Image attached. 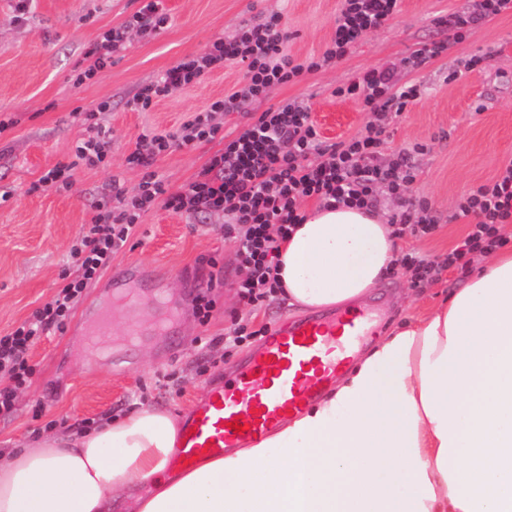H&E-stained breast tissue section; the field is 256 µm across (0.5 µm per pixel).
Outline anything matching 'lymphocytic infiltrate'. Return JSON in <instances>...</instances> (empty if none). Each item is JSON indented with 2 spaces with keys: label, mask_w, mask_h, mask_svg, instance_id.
Here are the masks:
<instances>
[{
  "label": "lymphocytic infiltrate",
  "mask_w": 512,
  "mask_h": 512,
  "mask_svg": "<svg viewBox=\"0 0 512 512\" xmlns=\"http://www.w3.org/2000/svg\"><path fill=\"white\" fill-rule=\"evenodd\" d=\"M398 2L342 0L334 38L319 59L299 62L290 56L285 50L288 35L280 16L273 14L263 23L241 29L234 39L214 40L204 52L182 59L141 88L134 105L145 111L155 100L202 82L226 64L241 63L246 67L247 79L242 86L195 113L175 133L149 131L140 135L125 158L127 165L145 171L136 192L128 195L116 191L117 206L105 202L95 206L70 250L73 271L63 286L28 320L0 334V372L8 375L7 382L0 383V418H9L16 412L19 392L32 381L31 350L41 337L63 329L86 289L110 267L113 255L127 244L143 215L156 206L190 216L203 212L227 216L224 237L234 243L241 270L235 286L246 304L257 306L281 289L276 273L280 247L293 225L302 223L304 200L313 199L326 207H371L376 203L377 187L384 184L401 201L417 177L414 152L400 150L388 166L377 165V156L385 144L383 119L401 114L420 97L421 89L414 81H399L390 68L364 70L336 90L337 95L360 101L372 116L357 136L325 143L308 106L286 102L259 113L179 191H168L152 170L156 159L173 147L213 139L218 132L213 113L228 112L243 102L264 98L271 89L303 72L344 58L357 39L394 18ZM509 10L512 11V0H479L475 10L439 17L437 23L448 29V38L418 49L411 67L441 56L462 42L466 32ZM167 22L162 0H145L139 10L104 31L86 51V65L76 76V83L92 79L110 64L113 52L131 32L157 31ZM107 109L103 102L85 111L89 134L75 143L76 163L92 167L103 163L110 154L112 138L101 123V115ZM454 216L468 220V232L443 260L414 253L398 255L395 270L407 274L415 287L430 284L446 269L467 271L474 256L487 255L507 245L501 228L512 223V162L494 181L465 191L455 204Z\"/></svg>",
  "instance_id": "obj_1"
}]
</instances>
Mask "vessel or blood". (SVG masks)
<instances>
[{
	"label": "vessel or blood",
	"mask_w": 512,
	"mask_h": 512,
	"mask_svg": "<svg viewBox=\"0 0 512 512\" xmlns=\"http://www.w3.org/2000/svg\"><path fill=\"white\" fill-rule=\"evenodd\" d=\"M375 310L351 308L286 322L265 337L184 414L169 470L244 448L322 398L374 336Z\"/></svg>",
	"instance_id": "vessel-or-blood-1"
}]
</instances>
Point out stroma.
I'll return each mask as SVG.
<instances>
[{
    "mask_svg": "<svg viewBox=\"0 0 512 512\" xmlns=\"http://www.w3.org/2000/svg\"><path fill=\"white\" fill-rule=\"evenodd\" d=\"M140 0H35L28 19L15 20L10 0H0V114L16 120L0 135V333L28 319L56 292L68 255L94 206L112 186L133 193L144 171L124 158L145 130L172 133L195 112L244 83L246 69L231 64L201 83L158 100L150 111L132 105L139 89L183 58L201 53L216 38L233 39L245 27L280 14L288 33L286 49L295 59L320 56L331 42L340 0H164V29L132 33L113 53L112 64L93 79L74 86L72 77L85 52L103 31L121 24ZM472 0H400L391 23L357 40L342 60L306 73L300 81L275 87L255 102L217 115L214 139L176 147L153 165L168 191L191 182L199 169L252 117L285 101L307 105L327 142L357 135L369 115L355 100L335 95L359 72L390 67L401 81L415 80L424 92L386 127L379 164L393 153L424 145L416 155L418 175L406 196L424 201L436 231L400 238L401 252L445 256L466 234L453 219L455 203L468 189L491 181L512 160V13L475 27L448 53L409 69L405 61L424 44L442 39L439 16L472 7ZM482 67L464 70L471 56ZM108 103L102 124L112 134V156L99 166L78 167L70 191L29 193L31 183L68 161L76 140L85 135L82 110ZM218 214L185 216L155 209L137 225L112 265L87 289L63 331L43 337L32 349L35 374L20 392L17 411L0 419V451L35 443L72 428L97 425L142 405L183 414L207 384L222 377L259 346L261 327H275L304 313L285 298L254 308L240 301L232 281L236 248L221 231ZM135 266L180 312L174 334L155 333L128 345L129 323L145 320V307L126 309L113 321L110 338L90 341L82 314L107 303L114 275ZM462 276L444 271L423 288L404 275H391L360 302L379 309L380 333L404 317L426 315L459 287ZM216 298L208 322H200L193 298L199 289ZM255 330L248 342L228 347L225 336L237 325Z\"/></svg>",
    "mask_w": 512,
    "mask_h": 512,
    "instance_id": "stroma-1",
    "label": "stroma"
}]
</instances>
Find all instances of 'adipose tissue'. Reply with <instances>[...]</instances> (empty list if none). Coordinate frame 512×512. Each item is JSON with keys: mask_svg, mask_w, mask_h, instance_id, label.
Masks as SVG:
<instances>
[{"mask_svg": "<svg viewBox=\"0 0 512 512\" xmlns=\"http://www.w3.org/2000/svg\"><path fill=\"white\" fill-rule=\"evenodd\" d=\"M397 252L371 208L319 207L281 245L289 305L363 299ZM179 432L142 407L0 456V512H512V252L387 333L320 402L165 477Z\"/></svg>", "mask_w": 512, "mask_h": 512, "instance_id": "obj_1", "label": "adipose tissue"}]
</instances>
